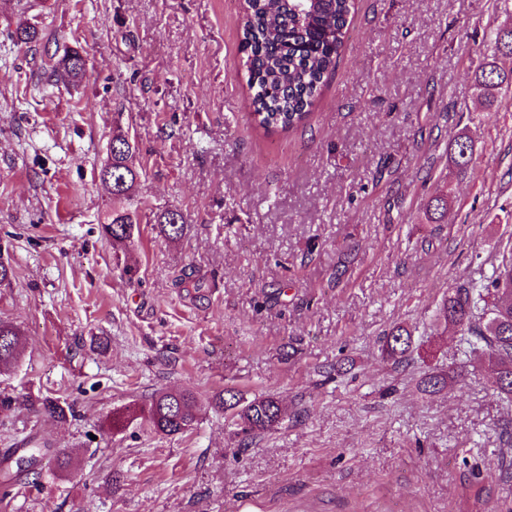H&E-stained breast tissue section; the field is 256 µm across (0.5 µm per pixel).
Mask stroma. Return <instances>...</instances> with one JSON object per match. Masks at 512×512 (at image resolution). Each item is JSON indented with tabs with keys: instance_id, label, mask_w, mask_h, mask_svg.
<instances>
[{
	"instance_id": "stroma-1",
	"label": "stroma",
	"mask_w": 512,
	"mask_h": 512,
	"mask_svg": "<svg viewBox=\"0 0 512 512\" xmlns=\"http://www.w3.org/2000/svg\"><path fill=\"white\" fill-rule=\"evenodd\" d=\"M242 3L30 0V47L0 0V319L25 337L0 375L16 400L0 455L31 437L75 461L0 485V512H512V400L437 318L512 250V93L486 109L471 68L512 0H357L286 134L250 117ZM74 44L84 78L49 85L47 55ZM116 125L142 170L139 232L118 247L98 224ZM463 128L474 161L452 174ZM435 196L451 200L436 223ZM173 205L189 231L167 241L152 214ZM188 271L199 292L175 287ZM398 324L413 344L396 365L381 346ZM161 389L199 396L190 433L110 428ZM228 391L273 394L283 420L242 445L210 404ZM45 396L73 417L42 413Z\"/></svg>"
}]
</instances>
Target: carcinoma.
I'll return each mask as SVG.
<instances>
[{"instance_id": "1", "label": "carcinoma", "mask_w": 512, "mask_h": 512, "mask_svg": "<svg viewBox=\"0 0 512 512\" xmlns=\"http://www.w3.org/2000/svg\"><path fill=\"white\" fill-rule=\"evenodd\" d=\"M355 0H245L242 16L241 51L247 71V83L254 90L251 97L256 126L266 133L294 131L307 124L315 97L325 79L336 67L347 34ZM12 41L32 44L41 40L37 22L24 20L9 34ZM85 50L67 47L51 66V82L78 81L85 72ZM512 55V28L490 31L487 53L474 69L475 80L490 109L512 91V70L498 66L497 57ZM116 143V164L110 175L100 177L112 197V206L101 221V233L111 245H121L132 238L138 228L139 206L134 204L133 190L140 172L125 165L135 148L121 129L112 131ZM474 145L469 135L457 133L448 144L452 167L469 168ZM158 234L166 240H178L188 231L187 218L179 207L154 214ZM443 319L460 327L467 349L481 355L480 369L493 378L499 394L512 397V250L502 254L498 266L486 282L467 289L448 292L441 307ZM23 345L21 330L9 321L0 320V374L12 371ZM411 347V333L395 326L386 336L387 356L400 363ZM228 408L235 410V425L242 441L269 431L284 417L279 400L260 395L251 400L232 396ZM45 413L64 420L72 413L71 405L46 396L41 399ZM201 401L189 390H163L155 394L143 412L150 428L165 435L183 434L197 422ZM26 455L12 459L9 453L0 459V483L18 482L24 473L35 471L38 446L24 449Z\"/></svg>"}]
</instances>
